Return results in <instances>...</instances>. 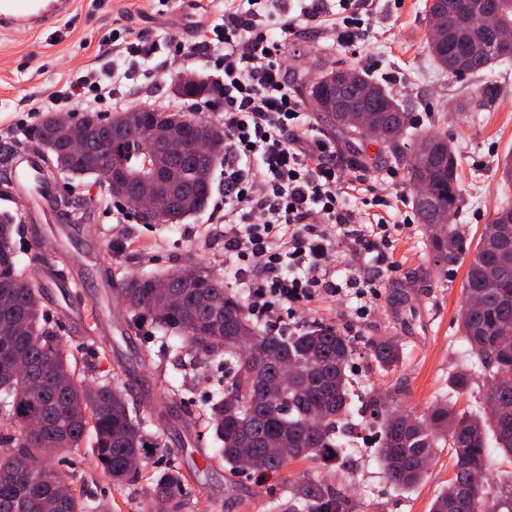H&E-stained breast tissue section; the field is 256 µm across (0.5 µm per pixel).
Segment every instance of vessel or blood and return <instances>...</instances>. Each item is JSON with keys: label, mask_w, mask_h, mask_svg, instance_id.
Here are the masks:
<instances>
[{"label": "vessel or blood", "mask_w": 512, "mask_h": 512, "mask_svg": "<svg viewBox=\"0 0 512 512\" xmlns=\"http://www.w3.org/2000/svg\"><path fill=\"white\" fill-rule=\"evenodd\" d=\"M75 0H0V32H41L74 11ZM44 162L35 152L19 157L7 179L0 182V203L15 209L21 220L49 223L55 218L53 204L60 196L57 181L42 176Z\"/></svg>", "instance_id": "vessel-or-blood-1"}]
</instances>
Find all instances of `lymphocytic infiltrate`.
Listing matches in <instances>:
<instances>
[{"instance_id":"obj_1","label":"lymphocytic infiltrate","mask_w":512,"mask_h":512,"mask_svg":"<svg viewBox=\"0 0 512 512\" xmlns=\"http://www.w3.org/2000/svg\"><path fill=\"white\" fill-rule=\"evenodd\" d=\"M294 23L280 0H224L212 33L224 46V256L255 282L248 297L254 320L269 324L321 295L354 290L356 318H367L365 290L391 272L394 229L357 220L344 188L363 174L336 164L329 140L297 134L304 107L288 86L286 40ZM118 70L76 74L68 99L89 110L112 96ZM368 257L370 274L337 284L328 272L333 237Z\"/></svg>"}]
</instances>
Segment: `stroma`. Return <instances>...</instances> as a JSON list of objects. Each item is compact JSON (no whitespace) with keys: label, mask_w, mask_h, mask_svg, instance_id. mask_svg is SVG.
Wrapping results in <instances>:
<instances>
[{"label":"stroma","mask_w":512,"mask_h":512,"mask_svg":"<svg viewBox=\"0 0 512 512\" xmlns=\"http://www.w3.org/2000/svg\"><path fill=\"white\" fill-rule=\"evenodd\" d=\"M429 4L430 0H372L354 50L337 46L332 23L300 24L288 40V84L293 94L302 96L304 86L326 66L364 69L405 105L416 126L447 134L460 161L458 221L475 241L497 210L512 204V184L500 179L505 157L512 156V61L495 64L480 76V83L494 90L486 106L464 108L471 80L452 77L433 61L428 48ZM204 9L210 19L220 20L224 0H203L198 6L189 0H169L164 7L157 0H76L74 14L56 27L0 38V148L30 150L38 125L23 128L19 119L56 99L80 71L119 65L125 76L112 95L131 108L147 103L171 106L178 75L211 80L221 75V45L198 44L195 27ZM115 28L143 33L159 41L160 48L147 59L115 50L108 41ZM304 105L305 134L330 139L339 164L362 166L389 196L390 204L384 207L374 205L370 192L352 191L351 206L358 220L410 221L394 244L395 271L375 283L374 312L368 320L352 318L356 300L349 296L323 297L294 314L302 324L336 326L353 341L348 374L354 415L343 438V459L297 460L263 476L234 473L219 463L197 468L196 446L208 452L216 446L204 408L224 389L229 366L220 355L190 363L160 344L151 326L129 330V314L118 291L101 286V268L109 266L117 281L127 272L163 275L202 266L234 285V269L224 264V227L211 222L207 213L178 224H141L130 207L112 200L93 179L62 178L65 195L80 203L88 220L24 222L15 241L22 251L29 238L49 241L48 255L69 271L74 284L62 287L34 263L24 264V274L41 286L44 310L70 351L77 373L92 383L104 376L113 378L140 415L164 429L166 446L150 455L148 467L181 466L187 478L181 512H288V482L302 474L345 488L356 512H429L452 475L447 449H437L417 488H393L377 459L376 429L362 403L382 395L398 410L419 414L447 395L449 373L470 357L458 323L468 262L435 261L425 246L422 225L412 220L414 192L405 174L398 173L393 180L387 176L396 164L385 148L332 125L312 100L305 99ZM92 307L107 321L106 334H92L83 323L82 311ZM386 337L397 340L404 352L402 362L388 372L371 356L373 342ZM56 461L89 497L111 501L112 512H155L149 481L141 477L112 485L96 467L89 444L60 452Z\"/></svg>","instance_id":"stroma-1"}]
</instances>
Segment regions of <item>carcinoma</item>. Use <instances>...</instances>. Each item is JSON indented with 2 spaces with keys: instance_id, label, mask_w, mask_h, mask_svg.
<instances>
[{
  "instance_id": "carcinoma-1",
  "label": "carcinoma",
  "mask_w": 512,
  "mask_h": 512,
  "mask_svg": "<svg viewBox=\"0 0 512 512\" xmlns=\"http://www.w3.org/2000/svg\"><path fill=\"white\" fill-rule=\"evenodd\" d=\"M487 5L498 13L499 25L512 28V0H432L428 19L444 27L441 42L430 41L438 65L455 78L475 74L504 60L491 36L471 26L464 16ZM175 95L197 103L207 99L209 86L177 83ZM310 98L333 124L374 140L406 170L409 185L424 181L428 195L414 197L418 223L427 247L440 263L469 257L463 298L476 295L482 306L462 304L461 339L476 361L449 378L448 396L420 415L386 407L370 397L365 410L380 418L378 454L390 484L409 490L425 479L435 448L448 447L453 476L437 495L431 512H512V207H502L492 224L497 232L476 245L456 223L459 213V158L448 136L418 135L410 151L400 145L410 113L384 86L352 67H331L307 87ZM190 115L157 107L151 112L122 111L104 121L94 112L80 119L54 114L45 118L37 149L45 165L72 180H103L112 199L133 204L137 194L168 202L154 224H179L208 207L213 174L224 157V129ZM162 128L168 145L146 140L141 153H129L131 130ZM211 142L206 156L194 151V140ZM82 142L80 153L71 145ZM17 224L0 216V417L15 430L0 433V512H110L106 503L82 498L72 475L45 456L47 448L80 447L92 437L96 467L113 484L139 475L151 449L166 447L164 432H149L147 421L130 406L124 392L106 381L93 386L81 378L56 332L47 325L41 288L24 276L14 235ZM157 278L127 273L118 291L126 303L131 326L145 322L173 339L179 352L199 360L219 354L235 359L228 388L207 404L208 428L218 443L212 459L239 470L243 452L253 472H277L299 459L336 460L343 455L340 430L351 412L347 367L352 340L333 325L312 323L291 334L261 330L253 323L246 302L213 271L199 268L196 279L178 274ZM373 359L389 371L403 358L393 338L372 344ZM290 360L296 373L291 386L279 391L271 384L273 364ZM485 382V394L475 409L457 408V398L469 392L473 371ZM501 455V472L494 491L471 481L473 467L492 465L488 433ZM156 498L170 512H180L185 476L170 465L148 476ZM291 512H353L354 504L339 486L301 476L288 483Z\"/></svg>"
}]
</instances>
